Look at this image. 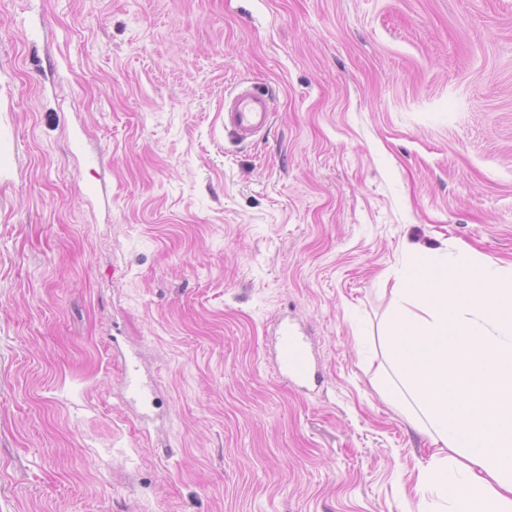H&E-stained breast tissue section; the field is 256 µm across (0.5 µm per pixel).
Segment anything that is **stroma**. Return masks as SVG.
I'll return each mask as SVG.
<instances>
[{
    "mask_svg": "<svg viewBox=\"0 0 512 512\" xmlns=\"http://www.w3.org/2000/svg\"><path fill=\"white\" fill-rule=\"evenodd\" d=\"M410 244L512 263V0H0V512H417ZM272 112V99L267 92L245 82L237 83L224 96V130L239 143H254L269 130ZM275 344L269 353L280 382L289 389L306 393L319 382V370L313 346L288 315L274 325Z\"/></svg>",
    "mask_w": 512,
    "mask_h": 512,
    "instance_id": "stroma-1",
    "label": "stroma"
}]
</instances>
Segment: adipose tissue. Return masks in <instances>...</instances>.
Returning <instances> with one entry per match:
<instances>
[{"mask_svg":"<svg viewBox=\"0 0 512 512\" xmlns=\"http://www.w3.org/2000/svg\"><path fill=\"white\" fill-rule=\"evenodd\" d=\"M388 398L435 450L438 512H512V264L411 249L390 291Z\"/></svg>","mask_w":512,"mask_h":512,"instance_id":"obj_1","label":"adipose tissue"}]
</instances>
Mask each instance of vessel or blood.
Listing matches in <instances>:
<instances>
[{
  "label": "vessel or blood",
  "instance_id": "1",
  "mask_svg": "<svg viewBox=\"0 0 512 512\" xmlns=\"http://www.w3.org/2000/svg\"><path fill=\"white\" fill-rule=\"evenodd\" d=\"M272 112V99L267 92L243 82L237 83L224 98V129L238 142H256L269 130ZM274 336L270 358L280 382L288 388L309 392L319 381L312 345L284 316L277 319Z\"/></svg>",
  "mask_w": 512,
  "mask_h": 512
}]
</instances>
